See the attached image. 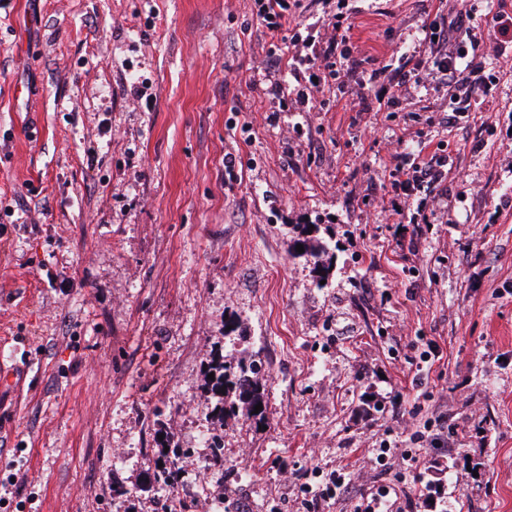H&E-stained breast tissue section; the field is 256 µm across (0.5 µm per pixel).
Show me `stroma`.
Masks as SVG:
<instances>
[{
  "label": "stroma",
  "mask_w": 512,
  "mask_h": 512,
  "mask_svg": "<svg viewBox=\"0 0 512 512\" xmlns=\"http://www.w3.org/2000/svg\"><path fill=\"white\" fill-rule=\"evenodd\" d=\"M253 3L0 0V512H157L163 434L187 450L186 492L229 490L249 512H303L306 474L344 465L356 481L323 512L383 482L403 507L414 485L377 450L427 419L488 437L425 442L450 512H512V47L476 29L497 90L450 126L435 81L407 82L392 112L365 91L361 114L332 81L321 111L292 117L283 70L257 69L271 38ZM437 6L361 0L355 56L422 54ZM400 144L451 168L398 246ZM310 224L323 283L295 249ZM229 320L264 362L260 424L205 416ZM203 435L245 475L201 470ZM16 463L24 501L3 482Z\"/></svg>",
  "instance_id": "obj_1"
}]
</instances>
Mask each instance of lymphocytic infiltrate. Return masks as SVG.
<instances>
[{
  "label": "lymphocytic infiltrate",
  "mask_w": 512,
  "mask_h": 512,
  "mask_svg": "<svg viewBox=\"0 0 512 512\" xmlns=\"http://www.w3.org/2000/svg\"><path fill=\"white\" fill-rule=\"evenodd\" d=\"M254 4L257 18L273 37L266 60L285 64L293 83L301 82L306 72L314 69L323 70L336 81L355 82L361 89L382 81L400 87L412 79L439 80L447 83L449 100L456 107L455 113L448 116L452 123L459 113L485 111L496 80L495 74L485 69V47L474 35V27L484 28L498 44H512V16L508 13L489 11L477 16L472 10L459 9L452 22L436 18L424 25L428 55L403 58L396 66L382 65L363 78L350 44L349 0H336V11L329 21L331 31L324 41L296 30L284 34L283 27L292 11L291 0H254ZM392 159L390 176L395 197L391 208L398 227L425 223L424 214L408 212L406 206L418 192L430 194L439 190L447 175V157L437 153L414 157L397 151Z\"/></svg>",
  "instance_id": "f902f5d3"
}]
</instances>
